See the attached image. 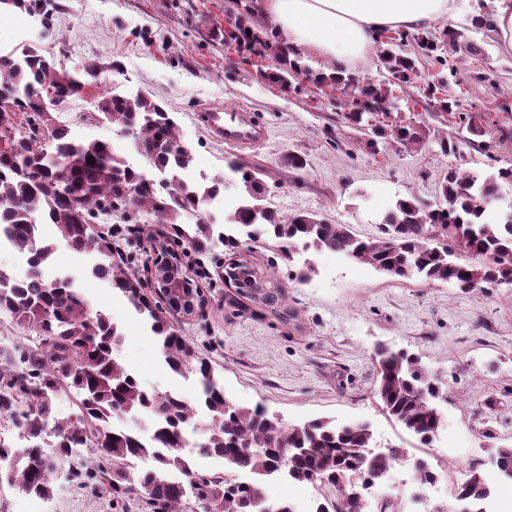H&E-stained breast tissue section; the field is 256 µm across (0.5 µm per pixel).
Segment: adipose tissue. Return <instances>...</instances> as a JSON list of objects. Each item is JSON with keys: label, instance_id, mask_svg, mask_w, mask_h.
<instances>
[{"label": "adipose tissue", "instance_id": "ef3b65f1", "mask_svg": "<svg viewBox=\"0 0 512 512\" xmlns=\"http://www.w3.org/2000/svg\"><path fill=\"white\" fill-rule=\"evenodd\" d=\"M250 7L289 46L346 72L368 62L377 33L436 25L452 16L456 0H250Z\"/></svg>", "mask_w": 512, "mask_h": 512}]
</instances>
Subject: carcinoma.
I'll return each mask as SVG.
<instances>
[{"label":"carcinoma","mask_w":512,"mask_h":512,"mask_svg":"<svg viewBox=\"0 0 512 512\" xmlns=\"http://www.w3.org/2000/svg\"><path fill=\"white\" fill-rule=\"evenodd\" d=\"M237 5L233 23L224 29V44L235 46L238 54L274 56L279 65L264 76L284 91L296 88L294 81L304 75L320 90L351 95L354 109L345 120L364 131L375 153L388 141L400 150L426 142L419 126L380 122L379 116L389 118L396 109L389 86L415 85L420 56L445 68L450 54L459 60L482 55L486 39L475 34L492 28L491 16L482 14L460 29L414 36L384 31L376 38V51L386 77L376 80L354 71L327 75L313 70L301 53L289 57L284 39L255 22L247 0ZM14 9L42 12L40 0H0V12ZM121 71L117 62L93 60L69 72L37 46L0 49V237L28 255L23 276L0 274V313L35 333L32 346H0V416L11 419L27 441L20 449L0 441V472L9 475L8 485L43 499L53 497L66 480L112 500L131 498L155 512H187L192 498L209 503L213 512H258L265 479L284 471L320 489L323 501L316 512H366L365 492L405 458L406 449L373 453L372 433L363 422L338 425L324 417L291 426L262 407L232 403L210 361L196 354L170 320L187 296L203 308L198 285L180 268L171 286L156 279L155 293H147L140 277L117 259V240L97 219L113 214L135 224L139 214L162 216L159 223L167 232L152 240L143 260L154 266L178 260L176 249L184 246L206 255L219 241L232 253L243 238H263L290 262L303 252L327 251L392 277L489 289L512 284V207L498 223L485 221L488 205L512 186V168L482 179L451 169L434 201L397 198L382 219L383 235L362 239L319 214L280 215L265 204L264 181L242 162H229V174L208 183L188 178L194 151L181 139L174 117L148 95L118 90L112 74ZM456 75L450 69V76ZM448 77L434 75L423 86L424 97L460 117L472 144L487 135L489 126L478 113L458 112V101L446 94ZM101 85L97 118L132 132L137 154L162 175L160 180L133 166L109 142L72 140L68 128L46 111L52 95L65 103ZM90 157L94 162H88ZM228 182L242 189L219 232L206 205ZM43 223L56 227L58 240L41 236ZM59 240L75 253L98 256L91 274L148 317L168 368L197 378L196 401L144 388L119 358L124 334L112 316L93 309L71 281L44 278ZM224 284L259 296L274 314L286 306L278 286L246 262L229 260ZM374 357L375 394L384 411L420 444H429L442 425L436 405L446 396L441 380L405 351L380 347ZM65 396L77 412L62 417L57 402ZM202 412L207 421L201 424V451L224 462V471L212 475L193 471L180 452L185 429ZM142 458L152 467L129 481L126 473L136 471ZM492 461L498 477L512 480V448L492 450ZM237 471L251 473L254 481H234L230 475ZM489 496V477L476 469L454 490L467 512H481Z\"/></svg>","instance_id":"1"}]
</instances>
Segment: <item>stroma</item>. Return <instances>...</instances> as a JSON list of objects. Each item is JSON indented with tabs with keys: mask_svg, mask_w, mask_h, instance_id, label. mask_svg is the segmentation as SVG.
I'll use <instances>...</instances> for the list:
<instances>
[{
	"mask_svg": "<svg viewBox=\"0 0 512 512\" xmlns=\"http://www.w3.org/2000/svg\"><path fill=\"white\" fill-rule=\"evenodd\" d=\"M233 0H47L49 24L23 12L0 17V26L24 30L17 47L36 44L55 55L62 68L87 61H117L122 89L143 92L176 117L184 142L195 154V169L220 176L231 160L257 171L270 189V203L282 215L324 214L348 225L358 237L380 235L382 215L396 198L433 199L448 169L483 175L512 167V54L490 40L482 56L459 61L467 85L449 84L466 112H484L493 135L466 143V132L421 102L419 88L397 90L401 119L422 127L425 145L408 151L373 153L367 137L343 118L347 97L322 94L304 81L285 92L261 77L272 59L238 55L215 39ZM95 91H85L57 112L78 141L100 139L132 151L118 126L95 120ZM212 106L251 111L265 136L232 147L203 124ZM461 141L457 152L441 155L437 138ZM304 166L289 165V155ZM240 254L263 273H274L288 298L291 319L265 310L241 290L224 284V248L199 256L186 253L185 272L201 288L205 307L180 318L178 327L202 357L209 359L225 396L240 406L260 405L284 423L299 425L328 417L339 423L370 425L379 450L407 451L381 486L367 495L368 512L380 499L396 512H413L409 490L398 489L403 475L424 461L438 475L440 492L430 512L454 507L452 496L470 467L492 473L489 451L512 447V285L461 290L419 278H391L372 267L329 253H313L315 269L298 282L296 264L258 243L244 242ZM91 255L59 246L48 270L69 277L92 308L110 313L123 329V363L150 390H175L195 398L194 378L174 374L148 328L107 282L94 278ZM384 345L403 350L444 381L448 397L438 407V433L448 448L439 457L419 445L382 409L374 393L372 354ZM36 512H139L73 488L57 490Z\"/></svg>",
	"mask_w": 512,
	"mask_h": 512,
	"instance_id": "1",
	"label": "stroma"
}]
</instances>
